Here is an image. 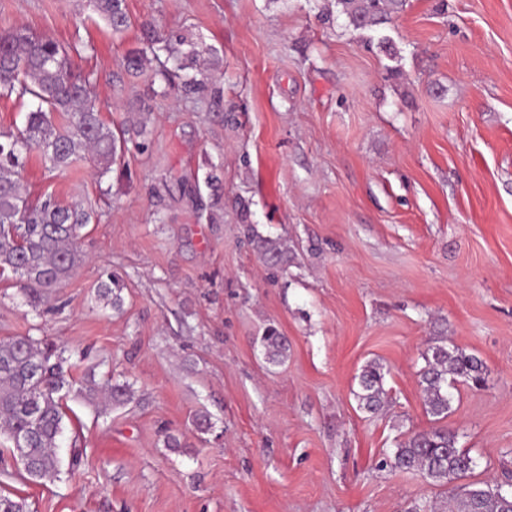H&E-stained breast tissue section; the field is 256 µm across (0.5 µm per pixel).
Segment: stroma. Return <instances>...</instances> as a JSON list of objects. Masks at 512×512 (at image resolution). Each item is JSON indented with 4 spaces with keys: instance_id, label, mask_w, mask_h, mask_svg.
Returning <instances> with one entry per match:
<instances>
[{
    "instance_id": "stroma-1",
    "label": "stroma",
    "mask_w": 512,
    "mask_h": 512,
    "mask_svg": "<svg viewBox=\"0 0 512 512\" xmlns=\"http://www.w3.org/2000/svg\"><path fill=\"white\" fill-rule=\"evenodd\" d=\"M332 2L126 0L134 24L115 35L77 0H0V30L88 43L78 66L103 119L145 121L149 141L128 142L102 179L90 160L22 173L32 193L98 220L44 317L0 281V338L85 351L75 378L135 391L109 410L67 397L59 454L84 453L61 480H28L0 456V492L31 512L444 506L447 488L379 465L434 425L418 372L441 337L487 366L482 387L458 385L446 420L475 462L468 479L512 484V0H408L387 31L394 60L344 17L322 24ZM160 29L222 51L220 98H186L176 81L156 97L124 75L127 52ZM213 164L217 199L202 185ZM249 225L281 240L286 268L247 244ZM112 273L125 282L118 313L96 298ZM270 324L290 344L278 366L258 344ZM370 360L389 370L375 415L355 397ZM201 411L215 424L205 435ZM168 430L181 449L165 448Z\"/></svg>"
}]
</instances>
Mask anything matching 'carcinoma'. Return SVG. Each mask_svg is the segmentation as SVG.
<instances>
[{
  "label": "carcinoma",
  "instance_id": "carcinoma-1",
  "mask_svg": "<svg viewBox=\"0 0 512 512\" xmlns=\"http://www.w3.org/2000/svg\"><path fill=\"white\" fill-rule=\"evenodd\" d=\"M86 3L112 34L131 27L125 0ZM335 4L348 27L379 34L378 47L390 58L397 57L394 42L382 31L405 10L407 0H335ZM74 53L80 54L77 46L66 48L26 28L0 33V99L21 107L33 104L23 128L0 129V277L15 281L23 302L34 311L80 264V232L96 220V212L81 203L63 204L52 195L31 197L21 180L31 154L38 153L49 173L73 169L90 155L103 178L121 163L130 135L142 138L139 146L148 148L144 123L116 128L101 117L89 76L74 67ZM220 67L216 48L180 34H156L146 47L129 51L123 59L127 76L146 75L153 83L158 78L167 83L175 71L185 72L182 88L187 96L204 91L212 83L211 71ZM248 232L267 265L280 269L288 265V252L281 243L259 235L251 226ZM124 288L123 279L112 274L98 288V299L119 311ZM260 344L268 363L278 365L288 358V340L277 328H266ZM69 359L64 348L44 338L0 339V432L10 443V452L25 449L24 470L35 481L59 479L63 468H74L82 453L74 439L68 463L57 454L66 416L63 394L102 392L114 407L130 404L135 396L129 383L110 378L102 383L90 379L74 388ZM423 359L419 385L437 426L397 443L380 465L419 471L435 485L453 486L450 503L455 512H512V489L492 482L461 483L474 461L457 448L455 433L441 425L452 408L455 384L479 385L485 363L475 354L448 347L444 339L430 344ZM387 373L376 360L362 367L356 392L361 409L375 413L383 407ZM0 512H30V508L23 498L0 494Z\"/></svg>",
  "mask_w": 512,
  "mask_h": 512
}]
</instances>
